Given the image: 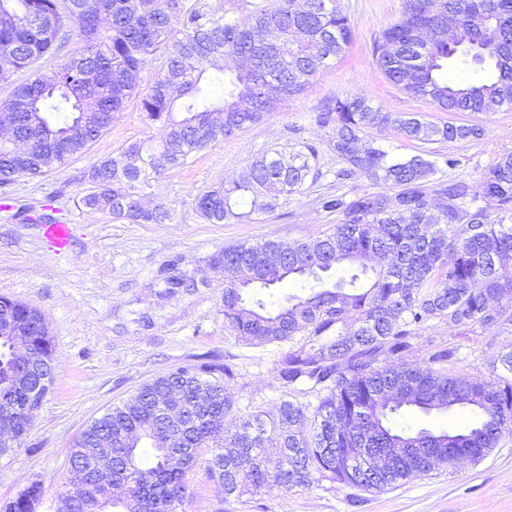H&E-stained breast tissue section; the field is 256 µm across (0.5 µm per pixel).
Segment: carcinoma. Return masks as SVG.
I'll return each mask as SVG.
<instances>
[{
    "mask_svg": "<svg viewBox=\"0 0 512 512\" xmlns=\"http://www.w3.org/2000/svg\"><path fill=\"white\" fill-rule=\"evenodd\" d=\"M223 9L189 10L184 0H0V71L27 74L0 103V112L17 117L13 139L0 142V192L97 141L161 53L166 70L141 99L158 140L131 142L93 165L78 206L114 222L163 224L171 209L153 177L301 95L353 36L336 0H253L242 17L226 18ZM450 20L458 37L452 44L445 37ZM74 33L80 50L43 73L41 61ZM377 50L393 85L439 111L512 107V67L503 63L512 55V0H404ZM222 58L235 63L224 77V97L204 103L201 79ZM453 61L489 76L452 80ZM315 121L332 131L327 145L345 164L342 176L364 175L393 193L323 194L318 208L336 215L331 232L232 245L213 257L224 265V320L237 338L288 345L275 361L284 396L276 414L235 405L226 394L233 365L202 356L144 384L85 429L69 450L72 466L52 512H191L185 475L204 449L208 476L231 498L270 483L292 491L322 480L382 492L456 454L479 462L499 446L512 423V379L495 365L487 380L445 371L440 365L458 347L432 337L425 365L409 355L432 320L456 336L512 328V153L500 155L474 185L444 181L436 178L435 151L398 156L363 134L393 127L429 145L479 139L483 127L385 112L364 95L336 99ZM318 155L313 145L287 158L264 151L238 178L197 195L195 210L210 224L272 212L318 175ZM286 281L302 292L274 299ZM165 285L174 294L207 280L171 272ZM18 336L55 379L42 314L0 297V391L20 411L22 435L48 390L34 395L25 385L8 386L21 363ZM457 409L476 417L440 432L396 424L406 411ZM226 416L238 424L219 438L214 430ZM352 448L365 449L362 463L375 478L362 481L360 468L344 463ZM74 485L82 493L75 505ZM42 497L34 482L3 512H36Z\"/></svg>",
    "mask_w": 512,
    "mask_h": 512,
    "instance_id": "obj_1",
    "label": "carcinoma"
}]
</instances>
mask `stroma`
Masks as SVG:
<instances>
[{"instance_id": "obj_1", "label": "stroma", "mask_w": 512, "mask_h": 512, "mask_svg": "<svg viewBox=\"0 0 512 512\" xmlns=\"http://www.w3.org/2000/svg\"><path fill=\"white\" fill-rule=\"evenodd\" d=\"M337 5L354 26L345 53L279 112L212 143L186 166L164 171L155 187L170 203L173 218L167 223H116L77 206L87 187L83 174L93 163L117 155L129 142L156 135L136 95L84 153L10 187L11 208L0 211V296L42 313L53 346L55 381L19 447L0 456V505L34 482L41 485L45 504L54 500L68 475L69 449L86 427L144 383L198 356H230L238 370L228 389L233 400L275 412L282 398L273 371L280 349L237 341L224 320V270L212 266L211 259L230 245L319 236L336 218L320 211L318 196L379 191V184L364 176L339 178L342 164L328 150L327 130L314 120L328 101L366 95L386 112L481 125V139L436 144L447 160L440 172L446 180L475 183L499 155L512 152V109L439 112L385 78L376 62V42L400 19L403 0H337ZM307 144L319 150V175L275 211L246 222L200 219L194 203L201 191L237 177L261 152H290ZM47 216L71 226L69 249L57 253L47 242ZM171 262L183 274L207 278V286L167 294L162 277ZM427 333L458 347L459 356L448 369L462 376H488L498 353L512 350L507 330L452 337L447 325L433 321ZM186 483L202 512H512V425L481 462L448 464L381 493L323 480L292 491L270 485L228 500L201 463L187 473ZM45 504L37 512H46Z\"/></svg>"}]
</instances>
